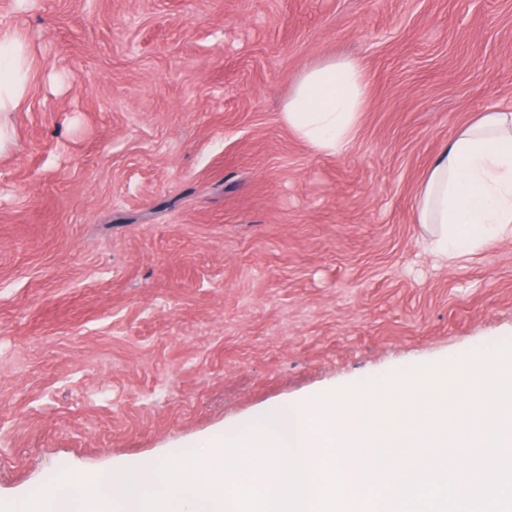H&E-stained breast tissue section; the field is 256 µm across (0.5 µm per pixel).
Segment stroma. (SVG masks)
I'll list each match as a JSON object with an SVG mask.
<instances>
[{
	"label": "stroma",
	"instance_id": "1",
	"mask_svg": "<svg viewBox=\"0 0 512 512\" xmlns=\"http://www.w3.org/2000/svg\"><path fill=\"white\" fill-rule=\"evenodd\" d=\"M41 70L0 154V502L204 450L265 410L512 340V238L415 218L442 144L512 108V0H0ZM369 87L350 148L281 112ZM366 103L360 62L329 60L305 70L282 115L312 149L336 155L349 148Z\"/></svg>",
	"mask_w": 512,
	"mask_h": 512
}]
</instances>
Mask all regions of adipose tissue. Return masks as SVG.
Instances as JSON below:
<instances>
[{
    "mask_svg": "<svg viewBox=\"0 0 512 512\" xmlns=\"http://www.w3.org/2000/svg\"><path fill=\"white\" fill-rule=\"evenodd\" d=\"M32 79L29 44L0 28V151ZM366 103L360 62L329 60L305 70L282 115L312 149L336 155L349 148ZM416 217L433 225L432 244L449 261L512 238V111L482 113L443 145L420 186Z\"/></svg>",
    "mask_w": 512,
    "mask_h": 512,
    "instance_id": "adipose-tissue-1",
    "label": "adipose tissue"
}]
</instances>
